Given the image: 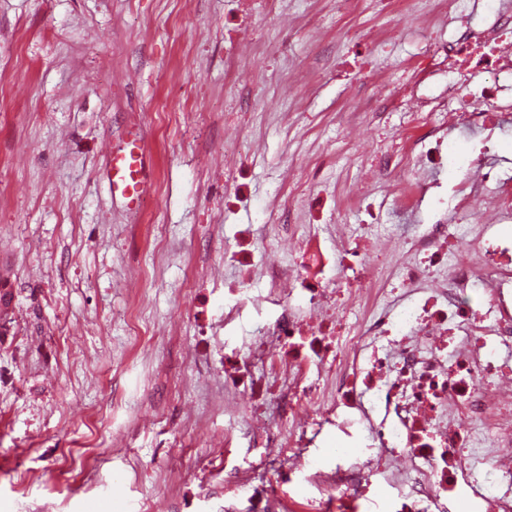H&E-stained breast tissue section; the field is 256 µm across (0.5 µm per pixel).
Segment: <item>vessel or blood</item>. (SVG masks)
Instances as JSON below:
<instances>
[{
  "label": "vessel or blood",
  "instance_id": "obj_1",
  "mask_svg": "<svg viewBox=\"0 0 512 512\" xmlns=\"http://www.w3.org/2000/svg\"><path fill=\"white\" fill-rule=\"evenodd\" d=\"M113 202L135 209L149 184L144 147L139 138L127 137L112 151L107 172Z\"/></svg>",
  "mask_w": 512,
  "mask_h": 512
}]
</instances>
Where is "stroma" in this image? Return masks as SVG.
I'll return each mask as SVG.
<instances>
[{
	"mask_svg": "<svg viewBox=\"0 0 512 512\" xmlns=\"http://www.w3.org/2000/svg\"><path fill=\"white\" fill-rule=\"evenodd\" d=\"M434 0H0V277L14 295L0 343V512H248L225 486L247 470L276 487L272 448L249 445L248 407L224 406V354L270 311L224 323V227L255 246L288 221L361 224L346 196L377 154L401 148L405 112L376 123L351 103L372 77L410 84L445 25ZM298 18L289 26V18ZM320 40H313V32ZM261 141L224 208L228 123ZM129 133L146 145L149 189L128 213L106 178ZM307 168L303 191L281 179ZM166 260L145 287L156 237ZM201 281L193 295L189 273Z\"/></svg>",
	"mask_w": 512,
	"mask_h": 512,
	"instance_id": "1",
	"label": "stroma"
}]
</instances>
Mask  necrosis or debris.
<instances>
[{"instance_id":"obj_1","label":"necrosis or debris","mask_w":512,"mask_h":512,"mask_svg":"<svg viewBox=\"0 0 512 512\" xmlns=\"http://www.w3.org/2000/svg\"><path fill=\"white\" fill-rule=\"evenodd\" d=\"M438 8L448 39L414 69V91L379 97L413 117L400 153L366 171L389 191L349 197L369 221L337 225L335 260L314 252V224L289 230L298 263L288 271L273 247L250 248L241 233L224 245L225 265L260 273L277 308L264 335L225 354L224 388L256 409L276 398L287 426L254 420L246 434L284 449L277 472L307 512H327L332 495L368 498L380 484L391 491L385 512H454L462 502L512 512V173L487 148L512 118V0L479 13L465 0ZM443 59L448 101L431 105L417 88ZM453 131L486 145L453 189L458 223L439 214L394 241L377 214L390 202L408 212L427 203V175L444 167ZM478 204L490 221H471ZM319 419L363 454L329 470L297 467L290 451L306 447Z\"/></svg>"}]
</instances>
